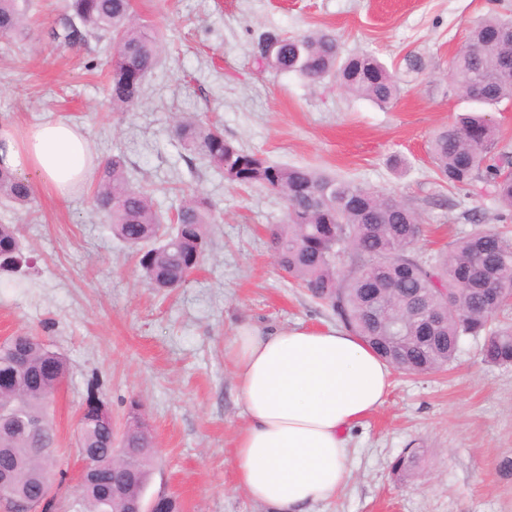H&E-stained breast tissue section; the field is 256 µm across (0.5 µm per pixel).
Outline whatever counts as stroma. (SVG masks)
<instances>
[{
  "label": "stroma",
  "mask_w": 512,
  "mask_h": 512,
  "mask_svg": "<svg viewBox=\"0 0 512 512\" xmlns=\"http://www.w3.org/2000/svg\"><path fill=\"white\" fill-rule=\"evenodd\" d=\"M140 22L164 36L161 63L141 101L112 109L107 39L57 46L69 0H18L24 41L0 39V127L44 120L78 126L95 160L120 155L129 178L153 188L172 215L182 194L200 193L216 222L204 265L183 288L157 294L131 251L96 212L95 179L62 203L34 192L30 208L0 197V224H14L33 263L0 277V339L41 336L70 370L52 404L57 448L70 462L56 488L59 512L78 490V416L97 383L124 429L131 400L143 403L156 445L147 496L167 494L178 512H268L237 486L230 463L244 417L224 344L238 325L263 329L338 325L334 312L291 284L269 248L285 201L240 187L173 138L177 115L220 123L224 137L271 162L323 170L383 187L415 209L425 256L474 226H499L502 208L479 189L438 180L434 132L472 110L450 63L473 23L512 16V0H132ZM335 34L342 55H375L397 70L388 108L347 93L335 77L312 83L258 66L267 33ZM421 62L409 71L407 57ZM482 337L463 338L447 369L394 373L386 402L348 433L353 477L311 512H512V366L483 361ZM417 452L419 470L397 479L390 465Z\"/></svg>",
  "instance_id": "stroma-1"
}]
</instances>
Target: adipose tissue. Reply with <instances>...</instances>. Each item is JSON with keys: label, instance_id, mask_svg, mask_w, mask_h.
I'll return each mask as SVG.
<instances>
[{"label": "adipose tissue", "instance_id": "ef3b65f1", "mask_svg": "<svg viewBox=\"0 0 512 512\" xmlns=\"http://www.w3.org/2000/svg\"><path fill=\"white\" fill-rule=\"evenodd\" d=\"M73 124L46 120L23 134L0 128V162L34 174L67 201L90 169ZM245 416L231 463L238 486L270 512H308L352 477L347 433L382 406L393 369L344 327H239L224 344Z\"/></svg>", "mask_w": 512, "mask_h": 512}]
</instances>
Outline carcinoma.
<instances>
[{"instance_id":"1","label":"carcinoma","mask_w":512,"mask_h":512,"mask_svg":"<svg viewBox=\"0 0 512 512\" xmlns=\"http://www.w3.org/2000/svg\"><path fill=\"white\" fill-rule=\"evenodd\" d=\"M73 18L51 37L74 47L91 38L113 44L109 91L112 109L125 112L141 98L146 77L161 61L162 37L136 21L131 0H70ZM17 0H0V37L27 35ZM472 54L451 62L457 89H477L484 104L512 100V18L491 14L472 29ZM317 81L333 72L351 94L380 106L398 97L395 74L369 53L339 56L336 38L326 32L303 36L268 34L257 44L258 62ZM172 132L183 148L206 160L235 185H261L281 195L286 220L270 230L280 268L311 298L328 306L343 325L380 357L407 374L450 365L465 336H484L488 363L512 365V328L497 327L495 317L512 304V235L474 230L448 244L430 260L420 259L408 243L420 234L417 212L393 193L365 187L307 167H283L244 151L224 139L223 130L199 120H177ZM494 127L480 115H468L440 129L430 145L438 179L450 189L476 182L490 186L512 220V156L499 150ZM29 182L0 165V196L25 207ZM94 201L108 220L112 237L137 258L145 282L170 292L180 288L205 260L212 204L201 195L182 201L171 218L163 216L150 191L135 187L118 156L98 167ZM26 264L15 224H0V274H14ZM69 370L66 358L37 336L0 342V476L15 492L34 497L39 486L67 471L42 449L54 448L56 432L50 404ZM94 407L80 419L76 452L95 454L80 479L79 494L68 512H124L126 501L146 491L155 444L140 402L132 400L120 441L99 417L111 413L95 386L87 394ZM29 418L41 421L37 432L22 429ZM131 448L123 461L132 477L112 490V444ZM418 455L405 452L391 465L396 477L415 475Z\"/></svg>"}]
</instances>
